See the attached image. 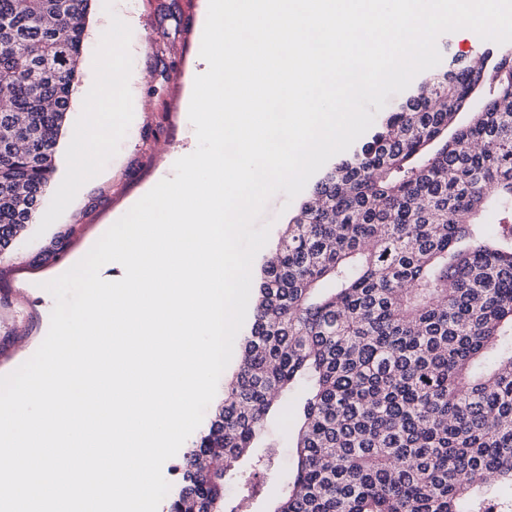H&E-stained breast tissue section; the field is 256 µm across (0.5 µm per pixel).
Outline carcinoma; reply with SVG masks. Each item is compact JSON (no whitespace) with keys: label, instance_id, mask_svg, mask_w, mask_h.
Instances as JSON below:
<instances>
[{"label":"carcinoma","instance_id":"carcinoma-1","mask_svg":"<svg viewBox=\"0 0 512 512\" xmlns=\"http://www.w3.org/2000/svg\"><path fill=\"white\" fill-rule=\"evenodd\" d=\"M91 0H0V254L55 172ZM458 60L316 182L257 287L241 361L168 512H224L270 467L265 426L310 383L273 512H512V52ZM495 480H488V474Z\"/></svg>","mask_w":512,"mask_h":512}]
</instances>
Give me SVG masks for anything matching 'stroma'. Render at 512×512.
I'll return each mask as SVG.
<instances>
[{
  "label": "stroma",
  "instance_id": "obj_1",
  "mask_svg": "<svg viewBox=\"0 0 512 512\" xmlns=\"http://www.w3.org/2000/svg\"><path fill=\"white\" fill-rule=\"evenodd\" d=\"M208 0H92L86 20V50L60 138L56 172L32 224L9 253L0 254V375L28 360L44 340L54 307L45 282L78 263L97 240L161 179L173 178L177 159L197 147L188 118L194 78L204 66L201 30ZM126 17L118 54L105 32ZM119 64L123 109L113 113L97 154L86 159L78 184H70L71 161L79 148L82 109L90 90L103 83L107 65ZM307 193L274 195L260 218L270 224L268 248H275ZM25 321L16 330V318ZM303 395L282 399L266 436L276 448V465L254 478L253 512H267L284 492L295 468L294 410Z\"/></svg>",
  "mask_w": 512,
  "mask_h": 512
}]
</instances>
